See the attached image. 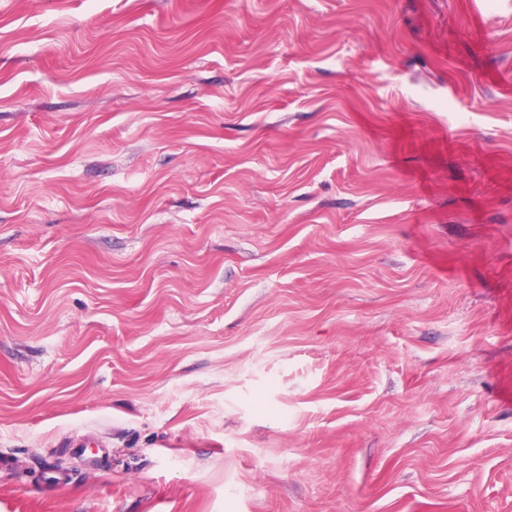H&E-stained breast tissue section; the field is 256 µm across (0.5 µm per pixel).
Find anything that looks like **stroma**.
Listing matches in <instances>:
<instances>
[{"instance_id":"stroma-1","label":"stroma","mask_w":512,"mask_h":512,"mask_svg":"<svg viewBox=\"0 0 512 512\" xmlns=\"http://www.w3.org/2000/svg\"><path fill=\"white\" fill-rule=\"evenodd\" d=\"M0 512H512V0H0Z\"/></svg>"}]
</instances>
